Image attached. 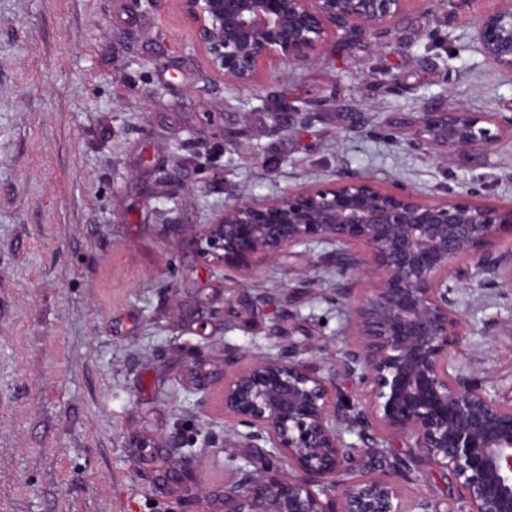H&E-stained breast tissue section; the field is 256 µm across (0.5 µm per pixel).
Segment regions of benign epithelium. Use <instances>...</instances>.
I'll return each mask as SVG.
<instances>
[{
    "mask_svg": "<svg viewBox=\"0 0 512 512\" xmlns=\"http://www.w3.org/2000/svg\"><path fill=\"white\" fill-rule=\"evenodd\" d=\"M208 69L239 92L253 91L276 66L319 62L339 30L376 33L395 24L409 0H180ZM480 13L473 40L493 64L512 68V0ZM490 118L457 108L412 120L425 150L443 159L490 153L499 136ZM512 226V206L471 197L427 203L388 192L368 178L330 188L301 185L261 201L234 196L193 235L214 266L249 275L298 246L329 243L321 258L351 270L368 287L352 304L353 342L343 373L364 386L339 408L336 370L322 371L291 353L260 358L224 376V416L249 448H264L265 468L235 467L220 498L224 512H430L425 498L404 502L398 468L360 477L344 434L366 448L382 433L388 448L450 477L460 512H512V404L504 405L477 372L448 360L466 336L449 297L453 260H473L482 276L512 292V249L494 241Z\"/></svg>",
    "mask_w": 512,
    "mask_h": 512,
    "instance_id": "obj_1",
    "label": "benign epithelium"
}]
</instances>
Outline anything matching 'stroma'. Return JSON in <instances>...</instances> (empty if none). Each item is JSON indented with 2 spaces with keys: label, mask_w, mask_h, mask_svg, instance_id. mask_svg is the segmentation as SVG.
<instances>
[{
  "label": "stroma",
  "mask_w": 512,
  "mask_h": 512,
  "mask_svg": "<svg viewBox=\"0 0 512 512\" xmlns=\"http://www.w3.org/2000/svg\"><path fill=\"white\" fill-rule=\"evenodd\" d=\"M495 6L409 0L394 31L339 33L319 64L232 94L179 0H0V512H219L234 458L263 468L227 441L224 374L285 350L342 361L356 277L302 276L297 247L244 287L192 229L231 193L343 177L512 205V140L443 161L411 134L416 113L460 105L512 126V69L472 39ZM456 295L471 332L450 357L512 403V294L475 277ZM403 488L458 512L427 465Z\"/></svg>",
  "instance_id": "stroma-1"
}]
</instances>
